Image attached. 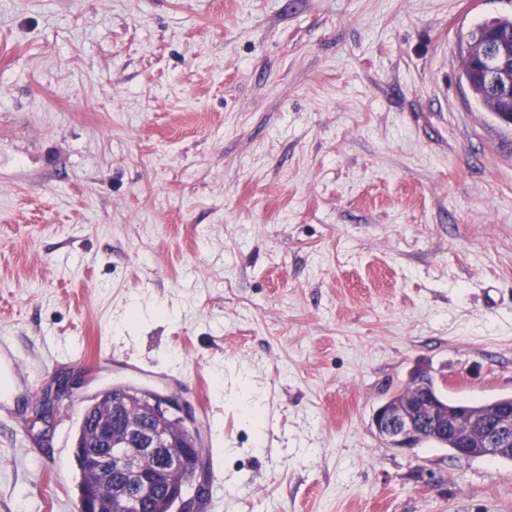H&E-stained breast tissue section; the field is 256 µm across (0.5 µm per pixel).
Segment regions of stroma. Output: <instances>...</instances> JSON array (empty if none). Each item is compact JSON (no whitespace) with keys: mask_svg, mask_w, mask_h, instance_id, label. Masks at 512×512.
Returning <instances> with one entry per match:
<instances>
[{"mask_svg":"<svg viewBox=\"0 0 512 512\" xmlns=\"http://www.w3.org/2000/svg\"><path fill=\"white\" fill-rule=\"evenodd\" d=\"M503 14L0 0V512H75L81 415L118 379L193 401L204 512H512V462L370 428L417 368L512 395V129L461 76ZM488 33H509L512 34V17L496 16L478 23L469 33L467 49L464 62V75L468 78V85L475 101L488 112L497 117L500 112L495 103V93L491 85L478 79L472 70L470 59L471 52L479 49ZM79 388H81L80 382L64 379L58 383L57 387L50 394H46L43 397L40 407L33 413V421L42 426V432L45 436L50 434L53 428L54 403L63 398L72 397L75 390Z\"/></svg>","mask_w":512,"mask_h":512,"instance_id":"stroma-1","label":"stroma"}]
</instances>
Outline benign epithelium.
<instances>
[{
	"label": "benign epithelium",
	"mask_w": 512,
	"mask_h": 512,
	"mask_svg": "<svg viewBox=\"0 0 512 512\" xmlns=\"http://www.w3.org/2000/svg\"><path fill=\"white\" fill-rule=\"evenodd\" d=\"M488 79L495 82L498 97L512 105V81H497L512 65V57L490 46L482 56ZM415 383L400 401L387 400L372 414L371 426L389 448L412 450L427 434L455 438L459 456L499 457L512 453V413H476L461 424L443 411L429 393L440 384L423 370L412 375ZM78 381L64 379L33 413V421L45 435L53 428L54 403L74 395ZM90 407L94 411L87 432L94 448L86 458V487L82 494L85 512H142L144 500L159 495L170 499L175 512H200L209 494L210 473L196 453L201 437L196 413L183 398L135 381H117L99 390ZM139 413L146 424L116 420Z\"/></svg>",
	"instance_id": "obj_1"
}]
</instances>
